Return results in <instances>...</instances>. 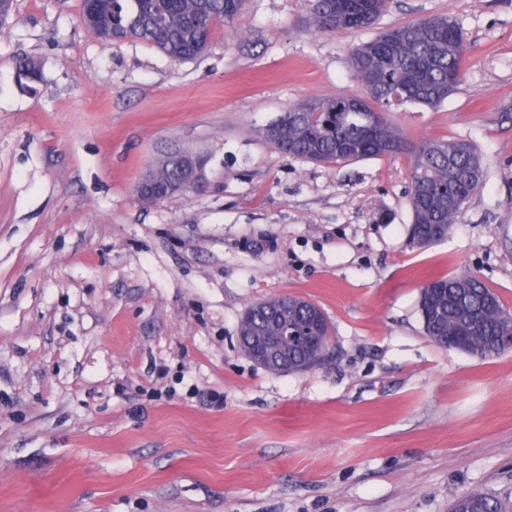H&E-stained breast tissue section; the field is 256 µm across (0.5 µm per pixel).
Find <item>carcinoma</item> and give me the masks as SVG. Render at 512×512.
Masks as SVG:
<instances>
[{
    "instance_id": "obj_1",
    "label": "carcinoma",
    "mask_w": 512,
    "mask_h": 512,
    "mask_svg": "<svg viewBox=\"0 0 512 512\" xmlns=\"http://www.w3.org/2000/svg\"><path fill=\"white\" fill-rule=\"evenodd\" d=\"M387 0H311L312 22L321 32L359 31L383 13ZM244 0H82L87 29L102 41L111 28L157 48L173 61L202 54L219 23H230ZM465 41L449 16L409 21L357 47L350 67L365 87L360 107L341 96L313 101L288 110L270 124L278 135L267 141L278 150L314 163L396 156L404 149L399 128L383 112L392 105L414 103L435 108L459 80ZM183 171L170 158L160 161L151 177L161 187L179 184ZM482 177L479 154L462 141L421 144L410 155L412 237L430 242L448 235ZM251 305L240 320L241 350L250 355L249 339L279 333L281 296ZM420 310L426 334L439 345L480 359L497 357L512 330V312L477 276L441 277L422 290ZM288 323L309 330L314 341L290 351L306 364L323 358L330 325L322 310L297 296H288ZM503 512L497 500L481 492L453 501L451 512Z\"/></svg>"
}]
</instances>
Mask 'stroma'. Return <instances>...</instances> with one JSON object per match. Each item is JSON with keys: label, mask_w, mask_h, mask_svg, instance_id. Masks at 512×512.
Here are the masks:
<instances>
[{"label": "stroma", "mask_w": 512, "mask_h": 512, "mask_svg": "<svg viewBox=\"0 0 512 512\" xmlns=\"http://www.w3.org/2000/svg\"><path fill=\"white\" fill-rule=\"evenodd\" d=\"M82 0L0 26V512H449L512 504V349L427 336L419 301L471 273L512 310V0H391L326 33L310 0H245L203 56L103 44ZM434 15L465 38L408 145L465 140L482 181L448 236L411 241L408 153L317 165L262 136L310 98L363 94L353 48ZM34 62L36 76L21 64ZM203 186L146 205L166 154ZM315 303L324 359L274 374L238 346L254 302ZM460 505L467 512H502L503 506L497 500L481 492L466 493L453 501L451 512H457Z\"/></svg>", "instance_id": "35a3bbf8"}]
</instances>
